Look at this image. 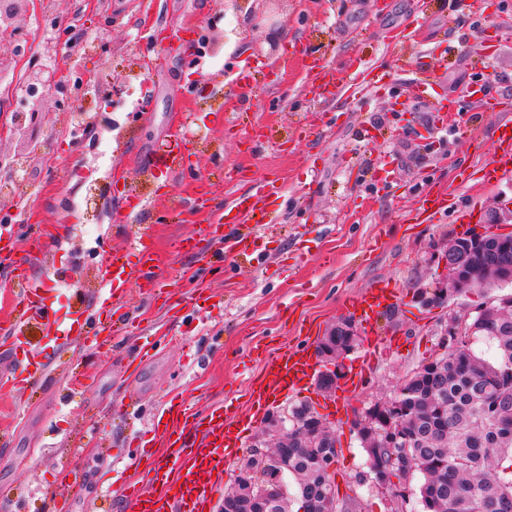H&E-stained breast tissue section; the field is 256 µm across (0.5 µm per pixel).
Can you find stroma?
Returning <instances> with one entry per match:
<instances>
[{
  "mask_svg": "<svg viewBox=\"0 0 512 512\" xmlns=\"http://www.w3.org/2000/svg\"><path fill=\"white\" fill-rule=\"evenodd\" d=\"M24 18L19 37L0 35V60L14 72L54 70L60 84L47 93L44 115L26 125L38 147L26 159L11 135V110H30L32 102L18 85L0 94V181L16 183L0 191V214L15 213L23 237L43 246L23 264L0 256V305H15L23 279L59 268L67 280L48 304L62 317L92 306L100 242L126 254L136 229L158 256L156 283L178 295L204 283L215 307L201 315L131 291L126 336L68 337L45 382L17 392L0 381V512H127L124 486L151 485L137 437L161 399L248 416L245 383L258 377L262 358L315 347L376 281L396 284L398 298L360 342L365 349L374 339L381 348L348 400L352 410L389 400L409 371L435 357L449 314H472L512 294L508 285L443 304L419 300L437 288L435 255L458 235L461 216L471 215L477 232L487 209L512 200V179L479 192L471 185L490 158L496 123L512 118V0H283L275 21L253 12L249 0L236 9L225 0H35ZM204 32L220 38L195 68L187 48ZM271 32L279 56L264 59L247 88L232 87L234 62L260 57L259 42ZM445 38L461 49L441 63L436 47ZM75 39L81 52L71 50ZM50 44L55 53H47ZM302 50L338 83L349 78L346 60L360 59L386 74L393 92L410 95L408 111H392L386 95L325 104L302 63L279 65L280 56ZM427 65L455 103L452 133L435 142L428 135L434 105L413 82ZM482 77L484 101L471 94ZM193 82L207 95L191 97ZM189 115L196 122L185 140L171 137L172 125ZM78 120L94 131L75 141L68 129ZM365 125L385 138L361 140ZM158 148L180 149L196 177L159 185L140 168ZM387 155L397 181L377 196L370 178ZM279 176L278 223L260 232L252 255L228 252L211 265L177 249L226 196ZM121 185L152 197V205L130 211ZM448 187L458 193V210L425 221L422 195ZM141 336L150 352L131 376L125 366ZM74 378L86 379L96 412L73 400ZM336 431L340 493L355 497L360 512H391L387 493L360 480L366 455L350 423ZM114 462L107 496L97 473ZM69 469L72 487L60 481Z\"/></svg>",
  "mask_w": 512,
  "mask_h": 512,
  "instance_id": "stroma-1",
  "label": "stroma"
}]
</instances>
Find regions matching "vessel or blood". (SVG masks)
Instances as JSON below:
<instances>
[{"mask_svg":"<svg viewBox=\"0 0 512 512\" xmlns=\"http://www.w3.org/2000/svg\"><path fill=\"white\" fill-rule=\"evenodd\" d=\"M379 83L367 78L362 71H354L348 83L324 84L321 96L333 101L343 97L361 99L371 94ZM418 87L431 98L436 111L449 112L454 103L443 93L432 76L419 79ZM507 122H500L496 129L492 158L481 169L480 178L486 183H496L512 178V134ZM152 177L172 180L184 175L180 160L165 154H153L146 167ZM269 185H262L250 193L231 195L223 208L211 214L213 225L238 224L245 221L267 224L271 212L265 207L272 195ZM455 206L453 194L427 195L422 200V210L430 220L446 216ZM129 250L134 261L128 262L103 252L99 264L100 296L102 309L113 320L125 317V299L131 289L150 291L152 255L140 248L141 235L131 233ZM61 273L48 274L47 278L28 282L18 295L20 326L0 337L9 353L8 368L4 375L13 387L23 388L45 375L58 347L57 339L76 333L99 335L97 320L86 310H78L68 324H61L56 311L46 302L47 283L64 281ZM396 297L390 283L379 281L367 288L360 299L353 302L354 316L362 323H373L381 311L389 307ZM39 325L43 330L42 343H33L24 332L25 327ZM315 362L308 349H286L267 358L264 375L258 384L250 385L249 393L256 412H263L282 396L301 390L314 372ZM152 429H163L167 438L166 451L154 462L153 490L126 487L125 501L129 512H221L224 504L220 493L224 487V457L229 449L238 447L243 431L238 423L225 419L224 411L211 408L197 413L185 403L165 399L151 421Z\"/></svg>","mask_w":512,"mask_h":512,"instance_id":"obj_1","label":"vessel or blood"}]
</instances>
